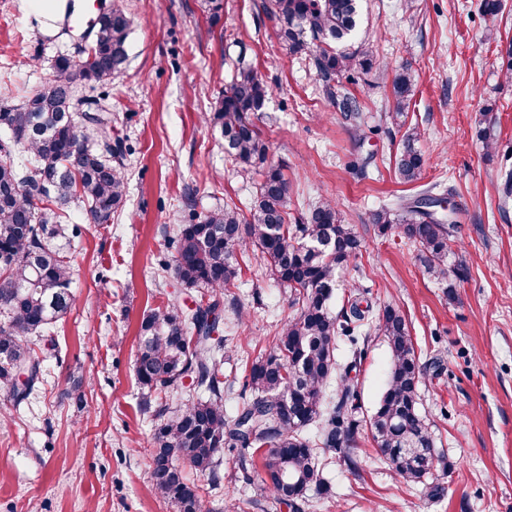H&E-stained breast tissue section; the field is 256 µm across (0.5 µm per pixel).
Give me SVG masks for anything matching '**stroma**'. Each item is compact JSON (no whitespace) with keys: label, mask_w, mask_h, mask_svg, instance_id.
I'll return each instance as SVG.
<instances>
[{"label":"stroma","mask_w":512,"mask_h":512,"mask_svg":"<svg viewBox=\"0 0 512 512\" xmlns=\"http://www.w3.org/2000/svg\"><path fill=\"white\" fill-rule=\"evenodd\" d=\"M34 13L24 0H0V103L18 104L51 73L57 55L88 47L83 28L47 29L59 0ZM132 24L124 74L107 86L80 82L77 97L102 99L112 137L127 152L121 169L128 196L111 223L87 222L83 205L65 208L80 225L73 241L71 309L49 333L24 337L41 358L29 396L14 403L0 386V512H174L150 489L155 422L139 408L135 374L138 326L144 314L198 299L179 291L169 263L173 239L193 192L197 213L224 204L249 211L262 180L240 173L219 132L203 122L221 97L239 56H246L272 94L253 123L291 186L289 222L335 201L364 246L338 288L348 284L369 302L406 316L421 362L440 358L441 374L419 385L441 462L424 483L404 484L377 453L366 425L387 381L390 352L371 334L356 379L361 424L349 470L337 452H322L327 492L310 489L306 512H512V207L501 209L503 173L512 169V0L497 16L482 0H366L356 42L374 58L350 88L361 123L345 118L322 88L310 50L289 52L276 37L267 0H223L210 23L207 0H105ZM414 79L405 124H396L392 81ZM487 112L496 147L486 150L474 120ZM418 128L427 160L423 183L454 209V239L463 265L454 282L427 274L399 229L379 234L372 215L415 194L402 183L395 154L407 128ZM231 294L246 311L224 309L223 335L236 347L224 363V410L234 418L247 366L265 354L293 315L288 292L272 279L257 251L237 253ZM82 379L84 401L69 397ZM224 481L195 482L211 512H240L262 499L237 457L224 454Z\"/></svg>","instance_id":"stroma-1"}]
</instances>
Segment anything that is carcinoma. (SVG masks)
<instances>
[{"mask_svg": "<svg viewBox=\"0 0 512 512\" xmlns=\"http://www.w3.org/2000/svg\"><path fill=\"white\" fill-rule=\"evenodd\" d=\"M270 3L280 43L292 53L311 49L327 95L341 111L359 118L356 98L349 92L336 96L331 85L337 77L354 83V73L372 65L373 51L366 45L335 48L355 31L359 0ZM129 27L120 9L101 14L84 57L58 55L52 75L33 96L19 105L0 104V131L9 133V140L0 143V384L9 387L17 404L32 390L41 367L22 337L49 329L73 301L67 250L79 227L61 223V209L77 201L84 204L87 219L110 224L126 202L124 175L107 149L112 140L108 118L99 112L77 114L73 85L84 80L105 86L122 75ZM392 95L398 119L413 96L408 71L395 77ZM268 96L254 67L238 62L206 123L219 130L224 149L242 171L263 166L259 196L248 217L229 204L202 216L190 212L188 222L179 225L172 265L178 285L201 290V298L193 309L173 298L144 315L138 329L135 373L145 390L141 409L158 420L151 488L177 512H208L181 464L216 486L222 466L218 454L225 449L237 452L246 479L256 476L274 500L305 512L307 491L322 485L316 449L335 450L350 461L346 449L354 441L361 409L351 372L363 359L360 342L367 341L371 319L390 349L386 387L368 418L376 450L408 484L431 475L436 458L432 434L418 410L423 368L405 317L389 306L374 315L371 304L355 294L341 312L332 311L341 275L362 246L353 225L343 223L331 202L309 210L299 224L288 223V180L268 161L253 123ZM90 129L100 145L88 143ZM417 140V132L406 133L395 159L397 174L407 184L423 178L425 161ZM15 152L26 163H15ZM442 204L443 199L421 192L376 211L373 223L383 233L398 226L416 246L425 271L446 279L452 240L450 225L435 211ZM247 246L260 250L273 278L289 291L295 314L277 332L272 349L251 364L244 383L250 398L230 423L224 414L220 295L235 286V253ZM342 337L351 347L344 366L336 357ZM186 381L205 396L171 414L164 396ZM333 382L336 390L328 398ZM311 424L318 425L313 443L301 436Z\"/></svg>", "mask_w": 512, "mask_h": 512, "instance_id": "carcinoma-1", "label": "carcinoma"}]
</instances>
